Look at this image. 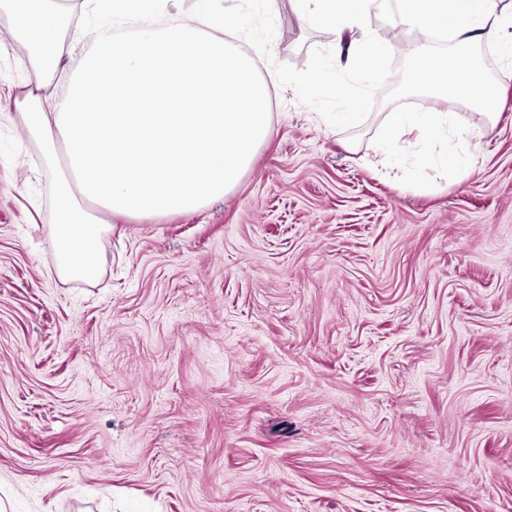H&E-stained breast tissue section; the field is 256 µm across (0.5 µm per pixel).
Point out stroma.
I'll use <instances>...</instances> for the list:
<instances>
[{"label": "stroma", "mask_w": 512, "mask_h": 512, "mask_svg": "<svg viewBox=\"0 0 512 512\" xmlns=\"http://www.w3.org/2000/svg\"><path fill=\"white\" fill-rule=\"evenodd\" d=\"M270 136L224 199L116 217L94 282L56 273L45 143L0 58V512H512V65L501 115L411 79L454 49L374 0L389 76L357 122L296 76L338 46L295 0H234ZM454 110L475 170L373 166L386 112Z\"/></svg>", "instance_id": "obj_1"}]
</instances>
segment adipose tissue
Here are the masks:
<instances>
[{"label": "adipose tissue", "instance_id": "1", "mask_svg": "<svg viewBox=\"0 0 512 512\" xmlns=\"http://www.w3.org/2000/svg\"><path fill=\"white\" fill-rule=\"evenodd\" d=\"M178 0H82L87 19L79 44L58 39L62 11L44 0H0L11 26L0 34V55L23 44L30 75L15 105L21 120L48 145L47 163L65 157L67 177L53 185L56 218L49 231L59 274L91 281L98 269L85 261L112 226L107 218L191 213L226 195L269 134V88L248 52L227 46L224 0H195L183 12ZM372 0H297L309 23L342 35V21L361 26ZM402 24L449 33L453 54L433 60L412 54V75L436 92L498 114L496 88L469 66L478 40L512 59V21L493 17L490 0H396ZM391 43L363 38L350 66L370 78L385 75ZM67 62V91L44 101L41 91L60 62ZM298 84L321 100L348 99L336 118L350 122L369 96L351 90L341 72L311 68ZM418 133L439 145L434 164L471 170L476 149L464 144L446 112L393 110L383 118L382 160L392 163L402 138Z\"/></svg>", "mask_w": 512, "mask_h": 512}]
</instances>
